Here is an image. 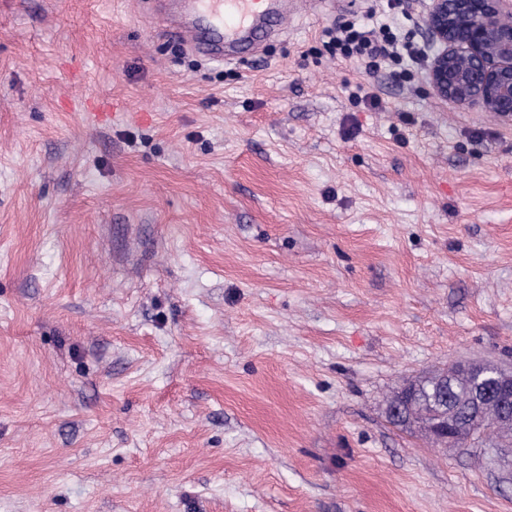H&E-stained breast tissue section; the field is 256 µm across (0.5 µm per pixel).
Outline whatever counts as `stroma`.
<instances>
[{
    "mask_svg": "<svg viewBox=\"0 0 512 512\" xmlns=\"http://www.w3.org/2000/svg\"><path fill=\"white\" fill-rule=\"evenodd\" d=\"M370 4L216 63L0 0V512H512V442L387 413L512 370V123L327 53ZM436 377L418 381L416 384L420 390L419 395L413 401L411 408L416 419L425 422L436 415L435 403L439 402V384L436 383ZM417 382V383H418ZM455 409L451 407L448 410V420L438 422L429 427V435H436L446 445H455L465 434L466 430L472 426L471 418H456Z\"/></svg>",
    "mask_w": 512,
    "mask_h": 512,
    "instance_id": "obj_1",
    "label": "stroma"
}]
</instances>
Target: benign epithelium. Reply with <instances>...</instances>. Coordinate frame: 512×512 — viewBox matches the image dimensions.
I'll return each instance as SVG.
<instances>
[{"mask_svg": "<svg viewBox=\"0 0 512 512\" xmlns=\"http://www.w3.org/2000/svg\"><path fill=\"white\" fill-rule=\"evenodd\" d=\"M434 51L426 81L440 99L481 104L512 122V0H429L425 13ZM477 375L487 389L471 397L469 417L448 419L427 429L448 445L456 444L480 415L486 400L499 405L497 428L512 431V371L486 365L460 366L448 373Z\"/></svg>", "mask_w": 512, "mask_h": 512, "instance_id": "1", "label": "benign epithelium"}]
</instances>
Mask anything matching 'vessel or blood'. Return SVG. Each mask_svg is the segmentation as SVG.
Segmentation results:
<instances>
[{
	"mask_svg": "<svg viewBox=\"0 0 512 512\" xmlns=\"http://www.w3.org/2000/svg\"><path fill=\"white\" fill-rule=\"evenodd\" d=\"M281 0H166L171 32L192 50L215 61L255 39L263 25L282 26Z\"/></svg>",
	"mask_w": 512,
	"mask_h": 512,
	"instance_id": "b4317fda",
	"label": "vessel or blood"
}]
</instances>
